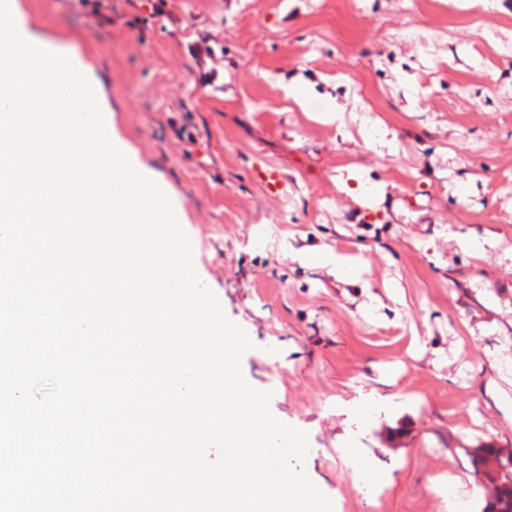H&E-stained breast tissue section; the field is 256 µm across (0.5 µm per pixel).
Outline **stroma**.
I'll return each instance as SVG.
<instances>
[{"mask_svg": "<svg viewBox=\"0 0 512 512\" xmlns=\"http://www.w3.org/2000/svg\"><path fill=\"white\" fill-rule=\"evenodd\" d=\"M13 3L165 187L246 380L308 435L292 468L333 512H481L473 455L512 452V0H174L181 34ZM188 53L199 70L203 83L213 84L219 75V70L214 66L217 53L207 37L198 36L187 45Z\"/></svg>", "mask_w": 512, "mask_h": 512, "instance_id": "stroma-1", "label": "stroma"}]
</instances>
